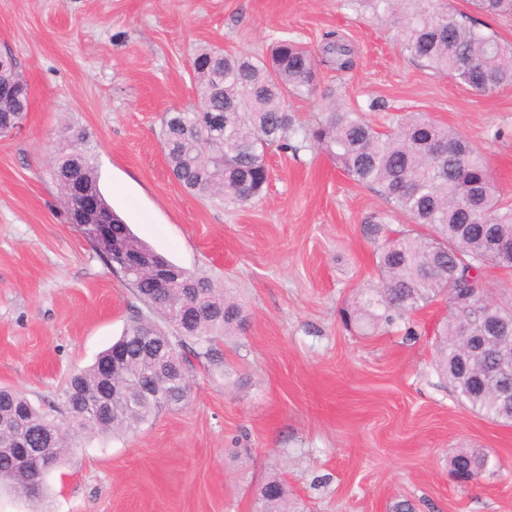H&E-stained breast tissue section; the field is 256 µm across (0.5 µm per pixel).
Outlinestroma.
Masks as SVG:
<instances>
[{
  "mask_svg": "<svg viewBox=\"0 0 512 512\" xmlns=\"http://www.w3.org/2000/svg\"><path fill=\"white\" fill-rule=\"evenodd\" d=\"M342 34L354 66H319L348 105L384 101L477 144L512 204V86L482 95L404 52L399 24L343 0H0V50L29 84L20 130L0 138V387L56 399L139 308L49 175L73 135L94 149L101 188L134 234L241 299L243 331L200 359L188 402L135 431L78 438L45 476L44 512H256L266 481L296 512H512V424L461 403L436 370V301L408 326L345 330L339 311L378 282L364 223L386 205L323 152L269 154L246 205L199 199L172 178L165 112L196 103L197 47L266 54L278 39L319 53ZM321 94L291 100L301 120ZM481 448L494 477L462 485L448 460Z\"/></svg>",
  "mask_w": 512,
  "mask_h": 512,
  "instance_id": "stroma-1",
  "label": "stroma"
}]
</instances>
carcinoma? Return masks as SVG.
<instances>
[{
  "instance_id": "cac0c4a2",
  "label": "carcinoma",
  "mask_w": 512,
  "mask_h": 512,
  "mask_svg": "<svg viewBox=\"0 0 512 512\" xmlns=\"http://www.w3.org/2000/svg\"><path fill=\"white\" fill-rule=\"evenodd\" d=\"M476 8L495 16H512V0H474ZM345 6L365 8L375 15L400 19L402 48L435 73L484 93L512 85V43L485 32L448 7V0H346ZM323 61L336 71L353 67V51L340 37L322 47ZM198 104L164 113L160 141L176 182L200 199L217 198L244 204L260 195L269 178L267 153L316 148L324 152L355 184L375 191L388 205L366 221V233L381 242L376 252L378 287L361 292L342 310L346 329L355 332L392 327L405 316L440 297L446 298L448 317L436 331V369L448 379L460 399L492 420H512V368L499 367L500 342L490 341L480 353L462 358L463 324L479 336H492V327L512 323V306L486 299L455 300L445 297L448 270L457 269L454 287L465 292L482 282L488 265L509 268L494 249L497 241L512 242V206L499 202L480 149L459 133L421 113H393L386 124L375 125L353 108L326 97L327 111L305 124L286 105L288 96L303 97L317 91V68L300 43L280 39L268 56L226 53L211 46L198 48L192 60ZM17 86L19 95L0 94V121L24 120L29 89L18 63L0 65V86ZM439 143L450 148L435 154ZM78 155L77 173L85 186L101 193L93 148L78 134L58 152L51 178L66 204L69 201L71 152ZM116 232L132 254H156L134 235L123 219L104 203ZM405 218L399 230L390 227L395 215ZM111 272L120 275L148 310L136 311L122 336L93 364L73 374L55 408L33 404L24 394L0 388V485L37 501L44 489V472L15 466L14 441L28 436L29 426L51 432L46 441L34 435L30 447H43L47 468L60 464L75 445V436H94L119 428L135 429L153 420L160 410L173 407L185 387L173 385L165 395L144 400L136 409L116 408L110 420L84 414L99 393L101 366L112 353L127 354L128 363L114 379L124 394L137 395L158 381L162 367L141 355L140 339L157 338L170 346L166 364L189 379L193 360L213 356L211 342L243 328L242 304L224 294L209 278L192 275L189 291H174L148 271L136 272L128 264L104 257ZM196 304L187 323L173 320V308ZM450 471L482 478L494 475L489 457L480 448H463L449 460ZM259 512H288V489L277 479L260 489Z\"/></svg>"
}]
</instances>
